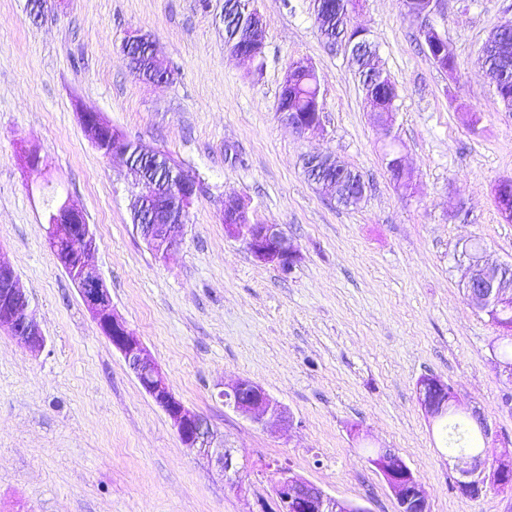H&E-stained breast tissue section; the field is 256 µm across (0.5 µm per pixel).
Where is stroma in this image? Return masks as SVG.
<instances>
[{
    "label": "stroma",
    "instance_id": "obj_1",
    "mask_svg": "<svg viewBox=\"0 0 512 512\" xmlns=\"http://www.w3.org/2000/svg\"><path fill=\"white\" fill-rule=\"evenodd\" d=\"M262 65L224 44V0H0V261L18 274L47 338L40 353L0 332V512H276L274 468L290 467L369 512H397L367 464L391 448L419 476L432 512H512V489L460 492L421 377L451 384L460 415L490 429L492 471L512 444V382L492 354L501 331L461 285L479 240L512 264V222L493 198L512 179V112L478 57L512 26V0H440L429 22L457 69L436 66L402 0H355L399 98L392 129L373 112L343 47L320 34L313 0H252ZM150 34L166 82L128 66V32ZM315 70L320 127L299 132L277 106L290 63ZM101 113L132 142L162 151L199 193L184 234L158 258L137 233L127 170L79 114ZM395 144L412 188L384 157ZM44 170L29 169L28 150ZM337 156L366 184L346 208L303 173V155ZM70 196L97 237L90 262L112 307L143 340L176 395L204 415L241 462L230 480L185 448L164 411L103 336L48 245L45 207ZM280 225L302 259L291 272L256 261L221 210ZM261 385L290 414L264 427L225 407L219 386Z\"/></svg>",
    "mask_w": 512,
    "mask_h": 512
}]
</instances>
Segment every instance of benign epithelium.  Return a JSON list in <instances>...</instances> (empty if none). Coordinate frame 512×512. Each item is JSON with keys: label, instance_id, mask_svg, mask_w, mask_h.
Here are the masks:
<instances>
[{"label": "benign epithelium", "instance_id": "1", "mask_svg": "<svg viewBox=\"0 0 512 512\" xmlns=\"http://www.w3.org/2000/svg\"><path fill=\"white\" fill-rule=\"evenodd\" d=\"M83 126L97 145H112L110 154L125 159L128 173L135 189L132 204L133 223L148 249L157 256H165L173 248L186 223L188 208L198 191L195 181L188 178L179 165L157 151L140 145H125L122 133L100 113L86 111L81 114ZM153 159L161 165L162 176L150 179L133 164L131 154ZM246 210L238 198L224 200L225 227L228 233L243 239L251 255L261 263H271L283 272H290L300 260L295 245L284 236L276 224L232 221L229 215H239ZM56 222L74 220L84 225V231L72 239L80 243L77 250L79 263L73 273L76 286L86 308L92 314L102 333L118 351L129 370L145 392L168 416L181 443L196 455L216 464L223 474L238 473L240 463L233 452L217 441V435L208 419L187 407L170 387L161 367L153 360L143 341L112 309L109 289L89 263V254L96 250L97 240L90 225L86 224L84 211L71 199L61 200L53 210ZM490 265L479 252L469 256L461 281L470 302L479 310L507 309L512 306V288L507 279L488 280L484 272ZM28 296L15 270L0 262V331L24 342L27 348L38 353L46 345V337L38 322L27 312ZM447 388V383L433 379L418 385V396L426 413L433 419L450 409L457 408L454 392L444 400L432 398L428 388ZM224 406L255 424H265L273 419L284 422L286 412L260 385L241 380L218 392ZM397 453L392 448H380L371 457V465L382 475L391 495L396 500L398 512H431L429 496L421 480L408 468L400 470L391 466ZM501 488H512V454L507 452L489 475L478 469L463 475L458 481L460 490L478 497L487 483ZM278 502V512H370L362 503L341 499L328 494L321 487L296 474L288 467L277 468V479L272 486Z\"/></svg>", "mask_w": 512, "mask_h": 512}]
</instances>
